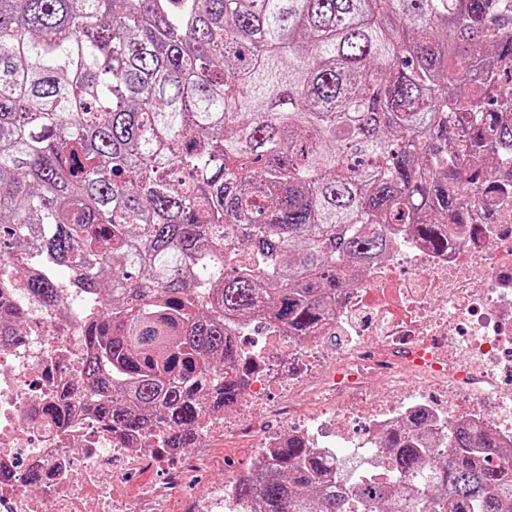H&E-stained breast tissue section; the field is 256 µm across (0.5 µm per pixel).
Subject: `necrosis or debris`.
I'll return each mask as SVG.
<instances>
[{"label": "necrosis or debris", "mask_w": 512, "mask_h": 512, "mask_svg": "<svg viewBox=\"0 0 512 512\" xmlns=\"http://www.w3.org/2000/svg\"><path fill=\"white\" fill-rule=\"evenodd\" d=\"M478 217L487 232L456 227L446 252L405 226H386L388 250L337 299L320 333L300 340L269 328L252 343L262 364L283 348L329 360L323 374L283 379L287 398L277 414L312 447L347 449L339 469L392 476L376 441L415 412L442 431L460 416L479 420L512 441V392L503 387L512 379V195L491 196ZM9 302L26 311L29 328L0 346V512H114L115 488L160 465L168 489H181L194 460L112 435L71 396L86 357L83 301L48 306L19 286ZM377 377L387 394L372 390ZM249 387L235 419L210 415L206 423L260 461L280 438L253 423L265 405V373L251 375ZM346 394L359 396L356 409L344 406Z\"/></svg>", "instance_id": "4bbe7bcc"}]
</instances>
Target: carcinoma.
<instances>
[{"instance_id": "1", "label": "carcinoma", "mask_w": 512, "mask_h": 512, "mask_svg": "<svg viewBox=\"0 0 512 512\" xmlns=\"http://www.w3.org/2000/svg\"><path fill=\"white\" fill-rule=\"evenodd\" d=\"M509 64L512 0H0V255L99 307L95 417L196 448L247 390L230 324L319 331L384 224L448 250L512 188ZM27 321L0 307V336ZM436 441L419 413L383 434L377 483L290 434L230 485L247 512H512L511 447Z\"/></svg>"}]
</instances>
